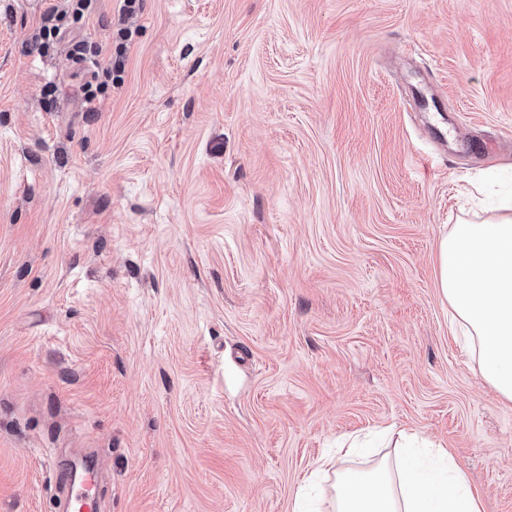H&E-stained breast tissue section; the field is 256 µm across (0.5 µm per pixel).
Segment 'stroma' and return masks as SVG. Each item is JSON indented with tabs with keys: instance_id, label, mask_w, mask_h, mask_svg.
I'll return each mask as SVG.
<instances>
[{
	"instance_id": "obj_1",
	"label": "stroma",
	"mask_w": 512,
	"mask_h": 512,
	"mask_svg": "<svg viewBox=\"0 0 512 512\" xmlns=\"http://www.w3.org/2000/svg\"><path fill=\"white\" fill-rule=\"evenodd\" d=\"M63 0H0V512H293L337 440L445 445L512 512V403L452 335L434 250L512 191V0H120L97 111ZM57 12L58 9L53 7L44 13L42 25L39 30V36L37 37L36 46H38V50H45L49 47L50 43L53 44L54 41L56 42L62 38L63 32H61L59 25L49 23L53 20ZM130 33L125 28H119L115 35V46L113 37V47H109V65L106 73L112 75V72L119 73L123 70L125 59L130 48ZM378 437L386 440H393L396 437V444L401 445L400 448H404L406 451H410L419 443L420 438L417 432L407 429L405 427L390 426L378 433ZM85 480L77 487L72 488L70 503L64 504V512H99L100 501L92 494V486L98 480V467L88 466Z\"/></svg>"
}]
</instances>
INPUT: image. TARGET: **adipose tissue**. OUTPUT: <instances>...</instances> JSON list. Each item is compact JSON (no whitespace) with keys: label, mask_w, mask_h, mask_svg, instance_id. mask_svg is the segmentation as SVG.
Returning a JSON list of instances; mask_svg holds the SVG:
<instances>
[{"label":"adipose tissue","mask_w":512,"mask_h":512,"mask_svg":"<svg viewBox=\"0 0 512 512\" xmlns=\"http://www.w3.org/2000/svg\"><path fill=\"white\" fill-rule=\"evenodd\" d=\"M435 286L448 304L449 326L469 340L484 379L512 402V214L451 225L436 245ZM360 439L320 457L310 482L295 494L293 512H482L479 493L448 448L427 450L424 461L342 469L340 459L364 453ZM334 475L330 496L319 492Z\"/></svg>","instance_id":"adipose-tissue-1"}]
</instances>
